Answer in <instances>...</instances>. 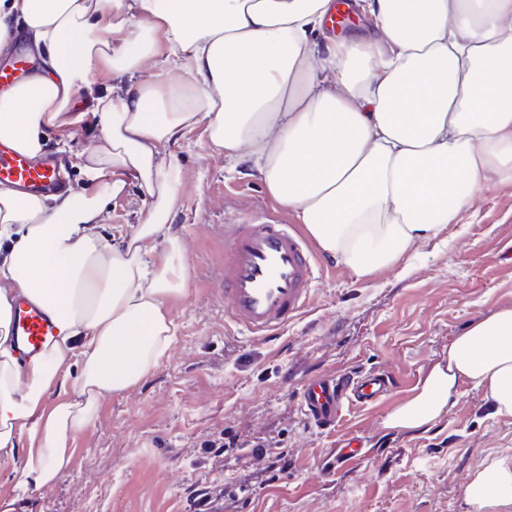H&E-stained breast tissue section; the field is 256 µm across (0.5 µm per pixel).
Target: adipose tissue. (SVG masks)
Here are the masks:
<instances>
[{
  "label": "adipose tissue",
  "mask_w": 512,
  "mask_h": 512,
  "mask_svg": "<svg viewBox=\"0 0 512 512\" xmlns=\"http://www.w3.org/2000/svg\"><path fill=\"white\" fill-rule=\"evenodd\" d=\"M358 6L366 31L322 51L332 0H0V53L23 41L40 63L0 92V143L41 157L46 131L87 115L81 95L106 134L72 154L79 178L61 193L0 185V453L20 460L23 491L55 482L100 399L137 386L175 339L185 246L170 224L181 193L171 147L183 131L207 123L226 158L254 162L271 199L360 278L512 179V0ZM160 52L201 84L95 82L99 64L132 76ZM126 174L145 190V215L107 245L100 229ZM21 297L58 326L25 364L11 336ZM462 380L512 417V308L455 336L446 367L392 425L432 421ZM466 498L512 505V461L490 462Z\"/></svg>",
  "instance_id": "obj_1"
}]
</instances>
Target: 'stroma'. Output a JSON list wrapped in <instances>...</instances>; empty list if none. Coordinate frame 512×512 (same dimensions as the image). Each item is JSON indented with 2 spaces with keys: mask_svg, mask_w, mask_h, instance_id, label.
<instances>
[{
  "mask_svg": "<svg viewBox=\"0 0 512 512\" xmlns=\"http://www.w3.org/2000/svg\"><path fill=\"white\" fill-rule=\"evenodd\" d=\"M103 137L97 126H69L49 132L45 151L73 182L60 142L82 150ZM172 149L182 163L172 224L185 243L186 287L170 308L174 342L137 387L100 403L53 485L20 494L19 461L0 456V499L19 501L22 512H512L465 498L490 460L512 459V417L496 414L482 389L460 384L418 428L388 424L446 365L455 336L512 308V181L491 184L439 237L371 277L324 260L304 311L263 338L231 318L213 287L224 226L296 218L273 202L253 163L213 146L206 124ZM143 207L138 183L128 182L105 224L130 229ZM380 368L393 377L381 402L350 409L328 429L306 420L307 379ZM232 437L237 447H228ZM352 437L364 441V456L337 461ZM279 452L288 465L272 480Z\"/></svg>",
  "mask_w": 512,
  "mask_h": 512,
  "instance_id": "1",
  "label": "stroma"
}]
</instances>
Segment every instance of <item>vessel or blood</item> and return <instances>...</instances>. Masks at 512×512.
Masks as SVG:
<instances>
[{"label": "vessel or blood", "instance_id": "b4317fda", "mask_svg": "<svg viewBox=\"0 0 512 512\" xmlns=\"http://www.w3.org/2000/svg\"><path fill=\"white\" fill-rule=\"evenodd\" d=\"M0 184L25 193H52L60 188V163L46 155L0 149ZM317 261L307 241L288 224L249 222L225 227L220 293L225 311L256 336L268 337L298 315L312 291ZM12 334L21 355L39 354L56 336L53 320L36 304L16 301ZM391 374L319 375L301 393L305 418L318 427L335 423L347 409L369 406L386 397Z\"/></svg>", "mask_w": 512, "mask_h": 512}]
</instances>
